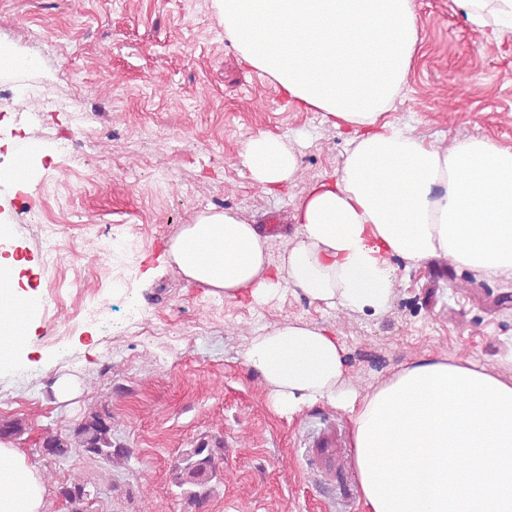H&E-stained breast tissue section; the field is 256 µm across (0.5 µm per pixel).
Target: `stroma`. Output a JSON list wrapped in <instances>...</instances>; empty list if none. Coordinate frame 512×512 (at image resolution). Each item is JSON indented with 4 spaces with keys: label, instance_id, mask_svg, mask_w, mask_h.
Here are the masks:
<instances>
[{
    "label": "stroma",
    "instance_id": "obj_1",
    "mask_svg": "<svg viewBox=\"0 0 512 512\" xmlns=\"http://www.w3.org/2000/svg\"><path fill=\"white\" fill-rule=\"evenodd\" d=\"M420 49L392 111L443 146L479 135L512 146V53L459 14L453 0H415ZM0 42L36 68L0 70V85L80 98L61 108L0 112V165L22 158L27 190L0 183V256L21 254L27 275L52 266L57 305L36 302L28 344L0 365V422L22 420L14 445L57 480L80 473L91 512H189L172 483L179 454L224 440L223 480L207 512H364L352 454L333 473L308 469L312 430L349 417L326 404L277 413L244 351L251 337L299 319L333 326L348 374L368 386L425 351L470 356L488 369L512 336V278L483 279L436 260L398 268L380 318L329 309L285 287L271 303L210 294L165 260L179 225L215 209L267 230L273 255L297 241L294 211L339 170L343 137L321 113L289 106L266 74L244 64L214 0H0ZM270 133L302 144L299 173L270 196L241 173L244 143ZM59 251H44L48 228ZM102 302L59 346L46 344L76 310ZM79 384L58 401L55 382ZM110 412L112 442L128 465L42 456L46 434L71 435L88 413Z\"/></svg>",
    "mask_w": 512,
    "mask_h": 512
}]
</instances>
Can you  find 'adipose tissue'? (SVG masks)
<instances>
[{
	"label": "adipose tissue",
	"mask_w": 512,
	"mask_h": 512,
	"mask_svg": "<svg viewBox=\"0 0 512 512\" xmlns=\"http://www.w3.org/2000/svg\"><path fill=\"white\" fill-rule=\"evenodd\" d=\"M487 39L512 51V0H454ZM224 30L242 60L269 75L290 105L321 113L350 151L343 167L315 183L294 219L298 242L279 264L256 225L210 210L180 225L166 256L210 293L274 299L285 286L336 310L384 316L396 284V262L418 267L448 260L486 279L512 277V147L466 136L450 146L426 143L388 119L419 43L414 0H217ZM244 175L275 195L298 173L293 148L262 133L240 153ZM33 296L15 293L0 266V360L26 341L15 314ZM245 362L261 377L274 409L292 415L326 403L353 426L380 391L410 371L451 366L485 373L470 357L425 352L393 367L379 384L355 385L346 346L329 326L299 319L253 337ZM39 475L0 439V512H43Z\"/></svg>",
	"instance_id": "adipose-tissue-1"
}]
</instances>
